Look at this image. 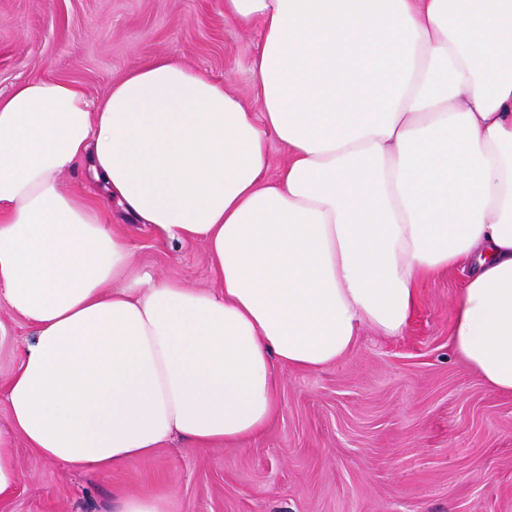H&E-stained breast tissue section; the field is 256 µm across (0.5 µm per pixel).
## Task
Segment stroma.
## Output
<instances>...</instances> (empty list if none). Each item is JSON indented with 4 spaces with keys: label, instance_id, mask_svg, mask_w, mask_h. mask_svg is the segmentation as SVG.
Segmentation results:
<instances>
[{
    "label": "stroma",
    "instance_id": "obj_1",
    "mask_svg": "<svg viewBox=\"0 0 512 512\" xmlns=\"http://www.w3.org/2000/svg\"><path fill=\"white\" fill-rule=\"evenodd\" d=\"M258 27L224 19V0H0V92L35 74L93 99L157 56L252 96ZM124 225L136 263L156 278L211 285L204 247ZM464 274L424 282L409 330L365 332L317 370L282 372L280 412L240 447L176 439L148 461L101 474L62 470L14 441L20 480L0 512H116L122 489L172 491L178 512H512V396L489 389L451 346ZM30 335L0 303V385Z\"/></svg>",
    "mask_w": 512,
    "mask_h": 512
}]
</instances>
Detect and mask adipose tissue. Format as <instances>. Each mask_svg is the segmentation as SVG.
Listing matches in <instances>:
<instances>
[{
    "mask_svg": "<svg viewBox=\"0 0 512 512\" xmlns=\"http://www.w3.org/2000/svg\"><path fill=\"white\" fill-rule=\"evenodd\" d=\"M224 17L260 29L252 104L168 56L96 100L46 75L0 94V301L31 327L0 496L18 437L102 473L175 438L255 437L281 368L403 335L422 282L455 269L454 351L512 395V0H224ZM80 164L104 195L64 189ZM116 205L200 243L211 287L142 273Z\"/></svg>",
    "mask_w": 512,
    "mask_h": 512,
    "instance_id": "obj_1",
    "label": "adipose tissue"
}]
</instances>
